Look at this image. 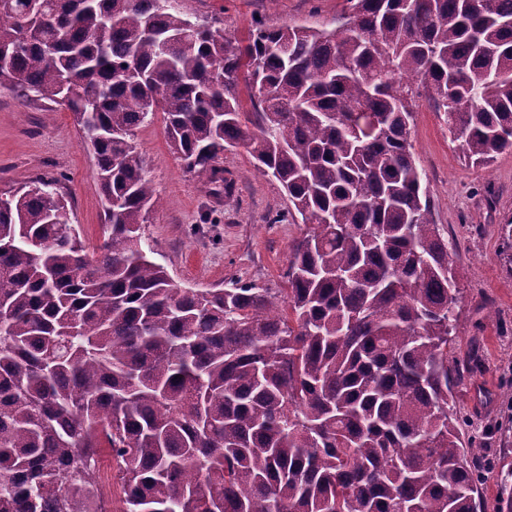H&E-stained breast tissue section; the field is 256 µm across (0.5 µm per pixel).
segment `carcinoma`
Here are the masks:
<instances>
[{"instance_id":"cac0c4a2","label":"carcinoma","mask_w":512,"mask_h":512,"mask_svg":"<svg viewBox=\"0 0 512 512\" xmlns=\"http://www.w3.org/2000/svg\"><path fill=\"white\" fill-rule=\"evenodd\" d=\"M348 2L245 39L179 0L0 8V88L72 112L106 202L91 250L61 178L0 193V512H99L104 452L119 512H478L410 136L423 97L469 159L512 151V0ZM158 112L210 194L240 143L279 181L306 226L284 294L175 288L150 258L133 136Z\"/></svg>"}]
</instances>
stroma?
<instances>
[{
    "label": "stroma",
    "instance_id": "35a3bbf8",
    "mask_svg": "<svg viewBox=\"0 0 512 512\" xmlns=\"http://www.w3.org/2000/svg\"><path fill=\"white\" fill-rule=\"evenodd\" d=\"M193 20L247 34L260 19L270 26L332 28L347 0H180ZM413 153L427 175L433 217L448 239L461 290L459 321L448 365L479 359L459 379L454 407L483 450L479 488L494 512L503 465L512 466V274L500 254L503 224L512 222V152L487 167L463 158L444 113L420 102L411 124ZM144 167L163 200L141 227L153 259L180 288L204 290L252 284L279 291L291 242L304 227L288 220V198L273 177L260 174L242 146L225 151L232 195L210 196L170 149L162 115L135 131ZM54 173L63 175L71 220L87 247L102 241L104 200L94 154L72 112L49 101L28 102L0 89V191Z\"/></svg>",
    "mask_w": 512,
    "mask_h": 512
}]
</instances>
